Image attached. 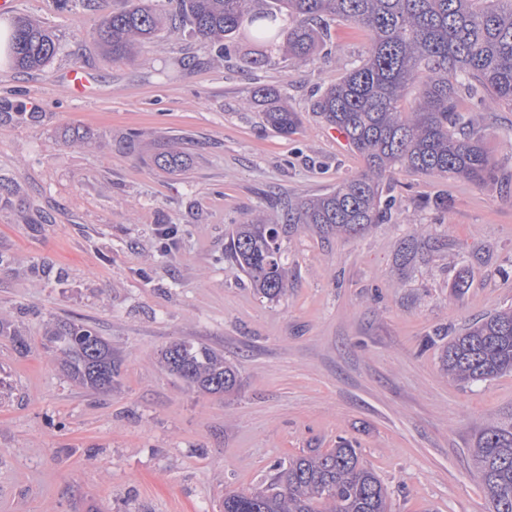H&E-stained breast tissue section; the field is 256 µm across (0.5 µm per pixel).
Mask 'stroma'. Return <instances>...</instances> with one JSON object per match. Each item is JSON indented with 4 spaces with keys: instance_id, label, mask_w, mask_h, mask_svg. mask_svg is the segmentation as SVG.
<instances>
[{
    "instance_id": "35a3bbf8",
    "label": "stroma",
    "mask_w": 512,
    "mask_h": 512,
    "mask_svg": "<svg viewBox=\"0 0 512 512\" xmlns=\"http://www.w3.org/2000/svg\"><path fill=\"white\" fill-rule=\"evenodd\" d=\"M47 26L58 51L37 70L0 67V253L53 267L0 266V309L26 335L0 336V512H222L229 490L258 486L275 463L347 440L385 483L391 512H489L471 448L512 420V373L453 382L450 336L512 306V186L401 170L390 223L361 238L302 226L283 238L288 288L260 297L227 254L247 216L279 224L288 203L333 190L364 161L314 108L367 52L348 22L313 58L247 64L167 30L112 59L86 0H17L5 20ZM89 72L88 94L66 79ZM283 89L302 125L285 137L252 101ZM494 158L512 153V111L470 101ZM88 127L70 147L61 132ZM180 143L189 167L154 154ZM448 200L434 207L435 198ZM178 245L161 251L159 225ZM417 245L407 261L403 242ZM79 319L112 345L110 391L76 384L43 348L52 320ZM187 339L223 352L235 391L203 394L163 370L161 349Z\"/></svg>"
}]
</instances>
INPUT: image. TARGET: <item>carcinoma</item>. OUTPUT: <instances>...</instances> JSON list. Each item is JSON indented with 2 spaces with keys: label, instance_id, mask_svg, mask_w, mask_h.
Returning a JSON list of instances; mask_svg holds the SVG:
<instances>
[{
  "label": "carcinoma",
  "instance_id": "carcinoma-1",
  "mask_svg": "<svg viewBox=\"0 0 512 512\" xmlns=\"http://www.w3.org/2000/svg\"><path fill=\"white\" fill-rule=\"evenodd\" d=\"M174 0L170 15L153 0H129L120 11L102 9L97 37L114 58L159 37L168 27L189 28L224 56L238 34L272 43L283 40L291 60L306 62L330 34L331 23L349 22L370 39L365 58L351 66L316 102L317 113L343 133L365 168L317 197L288 205L287 223L248 219L235 225L228 250L261 297L275 300L288 288L282 235L305 224L324 236L360 237L385 221L394 205L383 195V177L397 169L494 184L512 177L509 166L492 158L477 135L473 118L459 110L465 94L490 108L512 110V0ZM54 35L27 18L14 22L11 56L21 69H37L56 54ZM418 95L402 110L406 89ZM284 93L259 86L253 99L264 105L267 124L290 136L299 113L283 104ZM69 146L95 140L87 129L62 132ZM154 164L182 171L186 154L164 150ZM0 335L23 333L0 310ZM46 348L58 355L78 384L112 389L116 364L112 346L82 321H54L46 327ZM169 374L188 388L224 394L237 386L224 353L206 344L180 340L161 352ZM442 363L463 383L490 380L512 371V308L498 310L468 326L444 346ZM479 478L490 512H512V423L483 429L475 443ZM256 489L224 494V512H390L388 493L365 467L359 450L343 443L280 461Z\"/></svg>",
  "mask_w": 512,
  "mask_h": 512
}]
</instances>
